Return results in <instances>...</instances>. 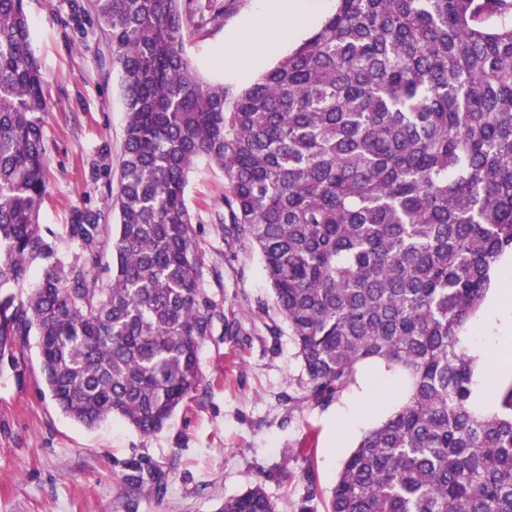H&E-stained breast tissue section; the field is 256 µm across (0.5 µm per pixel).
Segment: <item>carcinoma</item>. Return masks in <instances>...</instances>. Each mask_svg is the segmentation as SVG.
Returning <instances> with one entry per match:
<instances>
[{"label":"carcinoma","instance_id":"1","mask_svg":"<svg viewBox=\"0 0 512 512\" xmlns=\"http://www.w3.org/2000/svg\"><path fill=\"white\" fill-rule=\"evenodd\" d=\"M242 89L184 53L191 0H95L120 73L126 142L111 203L76 211L58 253L46 195L44 76L25 0H0V364L37 337L73 420L161 430L200 385L218 305L185 202L224 171V233L258 251L307 375L328 402L357 367L411 379L346 457L327 512H512V389L472 405L463 333L512 253V0H336ZM218 512H276L257 484Z\"/></svg>","mask_w":512,"mask_h":512}]
</instances>
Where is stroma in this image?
Here are the masks:
<instances>
[{
  "instance_id": "1",
  "label": "stroma",
  "mask_w": 512,
  "mask_h": 512,
  "mask_svg": "<svg viewBox=\"0 0 512 512\" xmlns=\"http://www.w3.org/2000/svg\"><path fill=\"white\" fill-rule=\"evenodd\" d=\"M95 0H27L32 46L44 75L48 192L41 224L60 253L75 211L116 219L127 113ZM254 0H235L218 21L192 24L184 45L205 81L250 85L287 56L271 51L244 76L224 72L233 33ZM224 173L199 160L185 200L202 256L201 286L221 312L200 351L201 384L166 426L140 434L118 418L87 428L52 400L35 344L19 370L0 369V512H217L225 498L262 484L276 512H326L336 475L368 429L402 407L410 379L381 363L360 366L337 399L307 397L306 375L273 299L257 251L224 235ZM238 334H224L225 317ZM477 359L473 403L494 412L491 389L512 388V354L501 357L476 315L465 340ZM307 454H300V447ZM314 476L316 497L307 495Z\"/></svg>"
}]
</instances>
